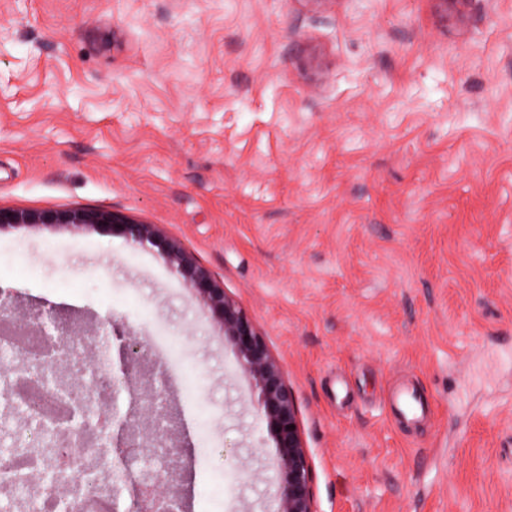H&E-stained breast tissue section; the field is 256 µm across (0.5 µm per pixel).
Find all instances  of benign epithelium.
Returning <instances> with one entry per match:
<instances>
[{
	"label": "benign epithelium",
	"mask_w": 512,
	"mask_h": 512,
	"mask_svg": "<svg viewBox=\"0 0 512 512\" xmlns=\"http://www.w3.org/2000/svg\"><path fill=\"white\" fill-rule=\"evenodd\" d=\"M21 224H65L76 230L107 228L118 231L129 241L157 249L165 263L181 278L196 299L209 310L219 326L224 341L233 349L238 367L251 384L255 408L266 423L275 448V468L278 477V512H316L312 490L310 458L305 448L295 392L288 384L284 367L273 355L265 337L259 332L246 310L225 290L211 271L186 250L180 240L167 236L156 224L134 220L121 212L96 207H79L64 212H29L0 207V228ZM59 344L51 345L50 356L39 368L50 373L58 386L70 391L69 419L81 422V429L94 427L93 410L74 388L83 384L84 377L95 370L85 364L72 370L70 380L58 381L61 365L73 363L64 355L68 345L87 344L86 337L96 335L93 328L82 333H70L55 326ZM144 358L143 345L129 338L120 349L124 380L112 378L106 386L110 396L104 407L111 406L112 395L120 384L132 389V371ZM129 416L148 421L145 428L125 425L120 435L121 448H133L144 460L151 458L154 448H167L165 466L168 480L158 483L151 477L142 479L131 492V504L138 512H174L179 505L175 491L177 466L172 462L175 429L164 390L153 385L139 397H131Z\"/></svg>",
	"instance_id": "1"
}]
</instances>
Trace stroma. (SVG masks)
I'll return each mask as SVG.
<instances>
[{"label": "stroma", "mask_w": 512, "mask_h": 512, "mask_svg": "<svg viewBox=\"0 0 512 512\" xmlns=\"http://www.w3.org/2000/svg\"><path fill=\"white\" fill-rule=\"evenodd\" d=\"M0 206L179 238L284 364L317 512H512V0H0ZM0 291L111 315L114 371L180 337L183 512H276L249 382L155 248L6 226ZM411 400H401L397 396L394 400L396 411L405 418L415 419L423 416L430 411V404L421 397L410 395Z\"/></svg>", "instance_id": "35a3bbf8"}]
</instances>
